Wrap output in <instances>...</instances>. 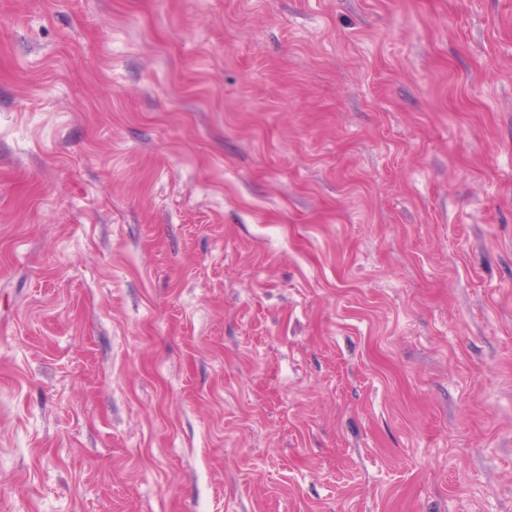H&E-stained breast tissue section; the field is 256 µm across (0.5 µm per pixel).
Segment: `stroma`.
Listing matches in <instances>:
<instances>
[{
  "label": "stroma",
  "mask_w": 512,
  "mask_h": 512,
  "mask_svg": "<svg viewBox=\"0 0 512 512\" xmlns=\"http://www.w3.org/2000/svg\"><path fill=\"white\" fill-rule=\"evenodd\" d=\"M0 512H512V0H0Z\"/></svg>",
  "instance_id": "stroma-1"
}]
</instances>
